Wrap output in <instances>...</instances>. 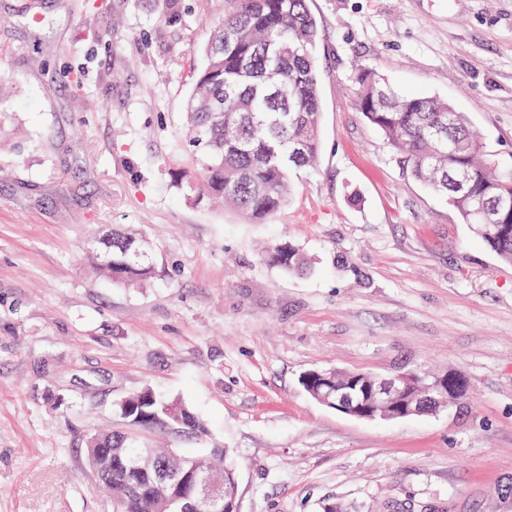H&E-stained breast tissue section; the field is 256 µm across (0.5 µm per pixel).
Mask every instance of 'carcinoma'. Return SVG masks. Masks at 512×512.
I'll return each instance as SVG.
<instances>
[{
    "label": "carcinoma",
    "instance_id": "1",
    "mask_svg": "<svg viewBox=\"0 0 512 512\" xmlns=\"http://www.w3.org/2000/svg\"><path fill=\"white\" fill-rule=\"evenodd\" d=\"M204 67L184 112L185 150L196 168L184 185V199L222 200L253 223L273 215L292 191V177L313 167L320 142L321 98L316 52L322 30L309 0H224V15L206 22ZM357 106L406 164L410 175L448 203L499 258L512 262V212L496 211L498 199L512 200V169L480 156V143L465 114L448 102L397 93L376 72L358 73ZM465 173L460 189L455 173ZM129 232H112V245L98 269L114 283H142L155 273L152 255ZM289 272L306 269L290 246L267 251ZM119 416L131 430L94 433L95 448H119L127 460L143 443L169 427L184 439L207 435V423L188 406L150 389L124 398ZM227 448L182 457L200 464L199 476L229 483L236 470ZM116 512H153V498L172 489L150 473L127 465L99 478Z\"/></svg>",
    "mask_w": 512,
    "mask_h": 512
}]
</instances>
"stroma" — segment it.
Returning a JSON list of instances; mask_svg holds the SVG:
<instances>
[{
	"mask_svg": "<svg viewBox=\"0 0 512 512\" xmlns=\"http://www.w3.org/2000/svg\"><path fill=\"white\" fill-rule=\"evenodd\" d=\"M0 0V512H108L90 433L146 387L230 449L238 512H512V263L407 172L356 105L374 69L466 113L512 168V0H310L321 143L261 224L185 202L182 113L222 0ZM158 275L87 260L111 228ZM286 243L309 269L265 252ZM460 372L453 408L340 413L311 370ZM141 238L129 232L112 231V245L101 256L98 269L113 283L137 284L152 278L156 264L151 252L147 253L139 243Z\"/></svg>",
	"mask_w": 512,
	"mask_h": 512,
	"instance_id": "obj_1",
	"label": "stroma"
}]
</instances>
